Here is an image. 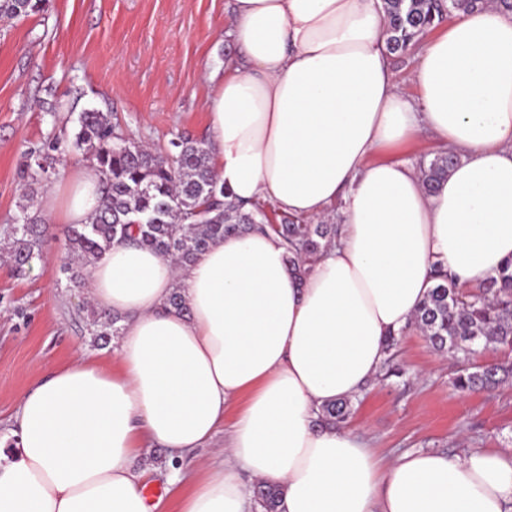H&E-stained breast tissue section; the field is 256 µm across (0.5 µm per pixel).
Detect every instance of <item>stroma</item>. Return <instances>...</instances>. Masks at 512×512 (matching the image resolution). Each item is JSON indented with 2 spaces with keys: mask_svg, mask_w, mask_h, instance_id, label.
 Here are the masks:
<instances>
[{
  "mask_svg": "<svg viewBox=\"0 0 512 512\" xmlns=\"http://www.w3.org/2000/svg\"><path fill=\"white\" fill-rule=\"evenodd\" d=\"M227 0H50L43 12L0 22V238L25 199L26 153L58 140L55 183L82 168L71 145L87 109L112 115L117 133L167 151L176 134H209L211 76L236 51L226 36ZM67 241L50 227L25 276L0 252V453L20 394L79 350L113 354L87 327L83 289L61 261ZM395 364L354 402L347 428L378 458L455 453L463 445L512 450V379L495 391L458 393L455 365L424 333H404Z\"/></svg>",
  "mask_w": 512,
  "mask_h": 512,
  "instance_id": "obj_1",
  "label": "stroma"
}]
</instances>
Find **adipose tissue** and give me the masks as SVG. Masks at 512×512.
<instances>
[{
  "mask_svg": "<svg viewBox=\"0 0 512 512\" xmlns=\"http://www.w3.org/2000/svg\"><path fill=\"white\" fill-rule=\"evenodd\" d=\"M227 66L209 102L214 169L233 200L318 218L335 245L296 279L280 236L227 235L178 266L124 241L85 288L123 317L115 361L82 351L18 402L0 457V512H152L146 444L184 452L227 431L226 457L179 512H251L256 484L279 512H512V451L469 448L378 460L359 435L319 425L378 373L443 266L456 288L512 258V14L461 15L425 42L417 96L384 51L382 0H231ZM458 156L432 193L379 153L421 136ZM102 198L85 168L44 209L85 224ZM179 292L184 309L170 305ZM236 416H229V409Z\"/></svg>",
  "mask_w": 512,
  "mask_h": 512,
  "instance_id": "1",
  "label": "adipose tissue"
}]
</instances>
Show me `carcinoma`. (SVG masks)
I'll use <instances>...</instances> for the list:
<instances>
[{
	"mask_svg": "<svg viewBox=\"0 0 512 512\" xmlns=\"http://www.w3.org/2000/svg\"><path fill=\"white\" fill-rule=\"evenodd\" d=\"M47 2L0 0V18L27 17L44 10ZM489 6L512 13V0H383L385 54L400 59L445 21ZM171 145L172 152L151 151L115 134L111 113H80L73 147L99 174L104 196L91 223L65 227L68 255L64 271L70 273L73 286H84L86 269L102 258L117 238L131 237L138 245L184 266L218 238L268 228L284 240L288 262L299 280L305 265L336 240L335 224H306L288 215L275 224L258 204L247 209L229 199L214 171L205 139L181 135ZM55 150L57 145L51 143L47 150L31 156L22 175L27 184L51 179ZM456 162L457 157L447 151L422 161L421 180L426 190L435 192ZM46 229L42 218L22 207L20 223L11 225L7 242L0 244L16 274H26ZM432 279L434 285L417 308L414 324L436 352L457 357L456 391L494 390L512 374V367L497 363L478 366L471 356L493 344L512 345V259L504 263L497 277L480 284L463 300L442 267L434 269ZM119 321L117 316L94 311L89 319L91 335L105 342L119 336ZM351 410L350 401H335L321 408L317 422L339 427ZM280 498L279 489L259 484L254 508L278 512Z\"/></svg>",
	"mask_w": 512,
	"mask_h": 512,
	"instance_id": "1",
	"label": "carcinoma"
}]
</instances>
